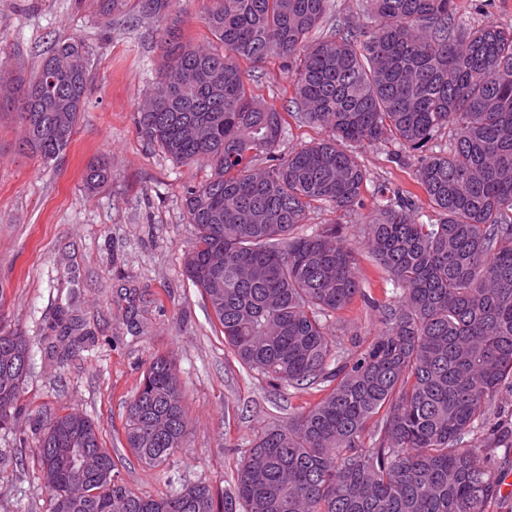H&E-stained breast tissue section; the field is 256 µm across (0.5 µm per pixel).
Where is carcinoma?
I'll return each instance as SVG.
<instances>
[{
  "label": "carcinoma",
  "mask_w": 512,
  "mask_h": 512,
  "mask_svg": "<svg viewBox=\"0 0 512 512\" xmlns=\"http://www.w3.org/2000/svg\"><path fill=\"white\" fill-rule=\"evenodd\" d=\"M210 2L202 22L224 51L182 42L175 20L162 29L165 63L137 125L174 160L211 168L185 194L196 239L184 268L224 345L274 389L330 390L255 439L222 495L204 482L138 495L92 419L41 420L34 454L49 512H486L502 481L485 449L465 443L512 379V26L459 28L456 0H369L364 19L310 44L331 0ZM173 5L134 0L159 24ZM86 54L69 38L29 80L0 67V88L18 94L20 148L48 162L66 151L88 92ZM272 55L293 70L302 118L328 131L286 156L284 113L251 95L240 66ZM449 126L448 151L428 147ZM385 140L419 152L417 184L437 219L382 195L363 238L400 296L379 334L344 359L328 320L360 292L355 250L334 223L294 230L313 209L362 205L367 171L349 146ZM111 178L98 159L85 189ZM30 362L28 337L1 325V430ZM187 429L176 365L156 354L129 402L125 447L158 468ZM76 448L101 458L96 476L73 474Z\"/></svg>",
  "instance_id": "obj_1"
}]
</instances>
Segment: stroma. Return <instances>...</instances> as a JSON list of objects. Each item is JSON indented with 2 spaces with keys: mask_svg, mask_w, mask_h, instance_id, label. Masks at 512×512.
<instances>
[{
  "mask_svg": "<svg viewBox=\"0 0 512 512\" xmlns=\"http://www.w3.org/2000/svg\"><path fill=\"white\" fill-rule=\"evenodd\" d=\"M456 4L462 26H512V0ZM74 36L88 51L90 84L62 158L47 163L22 151L18 113L0 110V313L33 345L25 408L11 429L0 430V452L17 459L0 468V512H45L47 494L32 454L36 414L76 409L92 418L123 481L140 495L157 496L199 481L223 490L256 436L322 397L311 386L273 390L244 370L186 277L183 256L195 231L185 192L208 169L147 144L134 122L161 63L158 24L139 19L130 5L102 17L98 0H0L1 65H22L33 76L57 39ZM250 88L255 98L289 111L282 150L326 138L325 129L296 114L293 82L278 58L260 66ZM357 154L368 178L362 207L347 214L314 210L303 233L336 222L360 248L362 227L384 188L412 193L419 211L430 214L416 183L417 154L393 142L367 144ZM100 157L112 178L91 194L83 174ZM357 273L361 295L331 320L343 357L379 333L382 306L398 300L387 275L361 249ZM62 320L90 336L64 361L48 351ZM157 353L171 355L180 371L189 430L184 447L152 469L121 442L128 403ZM480 436L495 472L512 477V383L501 387Z\"/></svg>",
  "mask_w": 512,
  "mask_h": 512,
  "instance_id": "35a3bbf8",
  "label": "stroma"
}]
</instances>
